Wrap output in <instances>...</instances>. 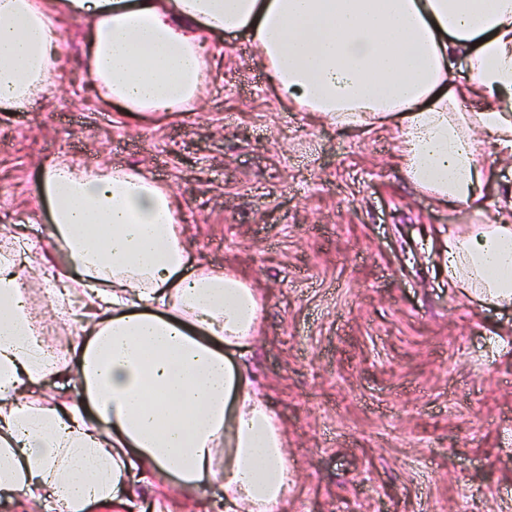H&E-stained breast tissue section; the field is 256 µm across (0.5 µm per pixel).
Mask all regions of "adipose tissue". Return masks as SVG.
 <instances>
[{
    "instance_id": "1",
    "label": "adipose tissue",
    "mask_w": 512,
    "mask_h": 512,
    "mask_svg": "<svg viewBox=\"0 0 512 512\" xmlns=\"http://www.w3.org/2000/svg\"><path fill=\"white\" fill-rule=\"evenodd\" d=\"M85 19L87 71L127 115L178 112L207 81L204 41L246 33L289 105L343 127L398 128L404 178L442 207L505 218L448 232V285L482 307L512 305V0H0V112L28 111L57 80L56 16ZM476 101L463 112L459 104ZM65 268L0 262V492L88 512L156 477L191 495L211 481L224 512H277L288 432L244 359L262 290L192 263L183 205L139 170L59 158L36 176ZM60 285L86 298L65 371L34 336L24 296Z\"/></svg>"
}]
</instances>
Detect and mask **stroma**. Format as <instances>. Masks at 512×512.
Listing matches in <instances>:
<instances>
[{
	"label": "stroma",
	"mask_w": 512,
	"mask_h": 512,
	"mask_svg": "<svg viewBox=\"0 0 512 512\" xmlns=\"http://www.w3.org/2000/svg\"><path fill=\"white\" fill-rule=\"evenodd\" d=\"M59 77L35 112H0V256H66L48 236L39 165L137 167L183 200L193 258L233 265L266 294L246 356L288 428L283 512H512V308L480 310L437 272L454 224L397 168L396 134L365 135L280 101L245 34L212 37L191 112L147 119L103 104L86 24L60 19ZM169 488L163 512H216Z\"/></svg>",
	"instance_id": "obj_1"
}]
</instances>
